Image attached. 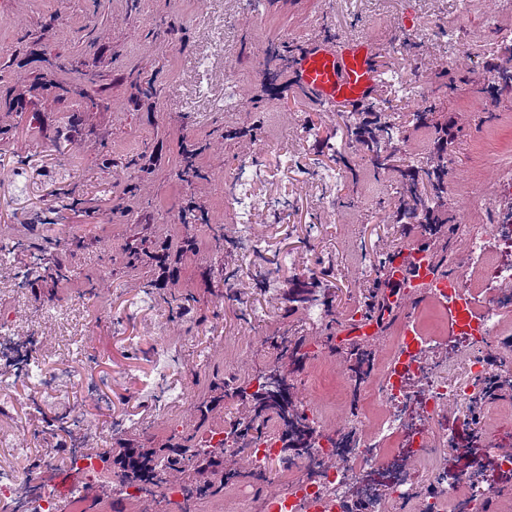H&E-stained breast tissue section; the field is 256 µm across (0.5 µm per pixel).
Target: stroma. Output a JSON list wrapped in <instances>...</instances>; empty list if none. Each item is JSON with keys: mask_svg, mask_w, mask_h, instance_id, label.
Instances as JSON below:
<instances>
[{"mask_svg": "<svg viewBox=\"0 0 512 512\" xmlns=\"http://www.w3.org/2000/svg\"><path fill=\"white\" fill-rule=\"evenodd\" d=\"M455 0H262L261 24L245 17L243 0H0V61L22 92L21 111L0 109V234L25 241L14 252L10 271L0 274V318L18 317L23 332L46 337L51 349L66 353L85 345L98 366L85 382L71 385L69 398L81 409L79 429L63 430L44 398L21 389L20 402L0 413V428L30 438L34 448L53 436L56 443L79 442L95 450L138 435L161 445L176 431L205 442L224 428L239 401L215 391L230 375L257 376L274 362L273 336L294 330L312 343L332 349L345 338L349 316L374 273L372 253H403L422 247L421 234L397 226L387 197L401 180L398 170L376 171L355 152H346L356 180L333 191L339 203L327 211L323 188L302 182L275 163L256 178L270 202L254 217L265 241L263 256L234 241L213 252L206 225L220 224L232 234L235 217L224 195V173L247 162L253 148L273 142L277 151L295 153L301 166L331 164L330 144L339 142L343 119L335 107H321L298 86L292 70L280 72L278 95H269L265 57L259 42L285 45L287 55L308 41H346L360 36L413 42L417 28L441 32ZM512 28V11L498 13L493 0H475L465 48L442 55L431 50L395 53L382 49L380 69L411 78L424 73L437 90L441 71H450L448 92V215L460 232L479 230L511 209L512 198L487 210L474 201L496 179L493 157L512 155V101L495 115L477 120L490 73L487 62H504L500 42L486 23ZM75 60L78 71L96 75L105 106L88 107L44 95L42 79L60 80L55 54ZM241 74L238 112L221 109L226 76ZM154 82V97L141 85ZM312 123L316 133L298 141L296 123ZM64 129L73 145L57 153L44 131ZM202 140L199 162L207 179L193 185L173 177L183 141ZM137 157L139 171L119 162ZM194 207L196 224H182L179 213ZM80 239L66 255L67 281L42 277L31 288H16L14 273L32 266L34 250L56 257V243ZM169 255L161 272L155 257ZM333 268L330 322L313 326L304 308L286 312L292 279ZM234 275L233 299H225L224 276ZM182 295L190 315L170 313V294ZM75 304L67 324L45 316L46 306ZM166 344L167 380L184 386L187 397L168 421L160 422L145 404L158 394L154 362L158 344ZM342 356L308 357L298 378L296 397L318 406L329 430L344 426L353 410L336 378ZM125 370L127 385L113 383ZM208 402L201 418L199 402ZM448 427L458 449L448 459L449 474L464 461L481 460L471 416L449 406ZM66 512H144L140 502L124 499L118 484L103 480L69 501Z\"/></svg>", "mask_w": 512, "mask_h": 512, "instance_id": "1", "label": "stroma"}]
</instances>
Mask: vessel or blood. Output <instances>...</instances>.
Here are the masks:
<instances>
[{"mask_svg": "<svg viewBox=\"0 0 512 512\" xmlns=\"http://www.w3.org/2000/svg\"><path fill=\"white\" fill-rule=\"evenodd\" d=\"M376 45L367 38L342 42L317 39L295 56L293 70L298 85L316 101L329 105L356 102L371 94L379 73L375 67ZM392 280L404 294L419 283H431L428 265L409 270L394 267Z\"/></svg>", "mask_w": 512, "mask_h": 512, "instance_id": "b4317fda", "label": "vessel or blood"}]
</instances>
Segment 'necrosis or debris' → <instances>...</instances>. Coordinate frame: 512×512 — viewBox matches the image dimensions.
I'll return each instance as SVG.
<instances>
[{"label":"necrosis or debris","mask_w":512,"mask_h":512,"mask_svg":"<svg viewBox=\"0 0 512 512\" xmlns=\"http://www.w3.org/2000/svg\"><path fill=\"white\" fill-rule=\"evenodd\" d=\"M271 143L259 144L251 155V170L231 169L224 174V193L235 213V236L261 249L250 223L265 202L253 189L252 169L260 167ZM468 265L448 286L428 289L427 295L448 318V335L467 349L466 358L441 361L433 337L417 323L403 320L388 359L374 361L364 381L341 371L349 392L372 398L378 419L373 429L352 415L346 432L321 425L320 409L309 402L300 407L316 422L317 438L311 452L288 462L304 471V479L276 499L277 512H385L387 501L406 505L408 512H488L495 475L512 471V451L500 448L497 418L507 413L498 400L481 397L490 375L512 377V330L504 323L512 313V220H498L467 238ZM46 351L40 337H28L26 353L8 374L0 375V406L11 404L19 384L36 380L37 393L51 394L58 414L80 424L67 398V384L85 375L95 364L94 353L79 349L71 360L50 372L42 368ZM457 403L484 413L489 423L479 437L491 466L472 461L456 482H449L444 464L455 446L448 431L447 407ZM401 463L388 484L362 482V472L382 470L389 458ZM42 467L65 462L76 480L61 490L39 483L17 470L0 469V502L13 501L19 489H30L25 512H64L68 497L84 486L98 484L101 467L97 455L77 447L41 451Z\"/></svg>","instance_id":"necrosis-or-debris-1"}]
</instances>
